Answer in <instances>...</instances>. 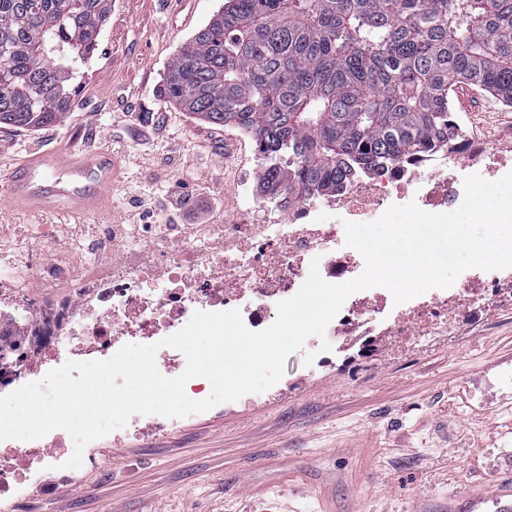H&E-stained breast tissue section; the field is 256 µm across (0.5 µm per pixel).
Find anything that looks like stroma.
I'll use <instances>...</instances> for the list:
<instances>
[{
	"label": "stroma",
	"instance_id": "1",
	"mask_svg": "<svg viewBox=\"0 0 512 512\" xmlns=\"http://www.w3.org/2000/svg\"><path fill=\"white\" fill-rule=\"evenodd\" d=\"M224 0H112L98 49L69 112L37 129L0 125V183L35 153L71 146L112 153V202L65 215L0 198V258L48 226L54 244L91 249L104 224L121 223L125 191L151 190L164 173L196 171L219 198L216 223L240 216L261 160L252 138L180 110L164 93L169 64ZM457 116L469 134L498 141L512 165V107L472 93ZM291 354L282 378L157 433L115 430L98 463L55 499L31 497L17 512H241L263 498L274 512H512V391H483L512 367V305H496L455 336L424 338L412 352L330 368ZM294 475L278 483L281 469Z\"/></svg>",
	"mask_w": 512,
	"mask_h": 512
}]
</instances>
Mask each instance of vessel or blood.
<instances>
[{
    "mask_svg": "<svg viewBox=\"0 0 512 512\" xmlns=\"http://www.w3.org/2000/svg\"><path fill=\"white\" fill-rule=\"evenodd\" d=\"M113 181L111 154L92 151L78 157L62 149L34 155L13 172L4 191L28 208L63 201L72 211L86 212L110 196Z\"/></svg>",
    "mask_w": 512,
    "mask_h": 512,
    "instance_id": "b4317fda",
    "label": "vessel or blood"
}]
</instances>
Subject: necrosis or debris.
Instances as JSON below:
<instances>
[{
	"mask_svg": "<svg viewBox=\"0 0 512 512\" xmlns=\"http://www.w3.org/2000/svg\"><path fill=\"white\" fill-rule=\"evenodd\" d=\"M492 144L468 136L456 152H435L350 178L339 192L317 201L265 203L242 223L133 224L115 239L117 256L87 259L64 247L49 262L22 261L19 276L52 289L47 304L12 301L0 294L9 326L0 335V396L20 386L22 374L52 364L64 349L75 361L110 358L128 343L152 344L171 335L197 311H239L253 331L273 324L280 301L293 296L319 258L322 277L344 283L360 276L364 260L345 243V222L380 217L390 206L415 203L429 213L458 208L464 168L487 180L502 178L492 164ZM340 223L323 220L325 211ZM512 302V268L463 276L425 298L395 303L386 288L351 294L326 328L330 351L310 338L315 364L329 366L336 354L380 355L384 343L411 350L427 336H443L480 310ZM0 455V501L18 503L30 487L45 497L61 493L74 477L64 463L73 441L55 430L31 441L15 440ZM58 466L53 481L47 467Z\"/></svg>",
	"mask_w": 512,
	"mask_h": 512,
	"instance_id": "1",
	"label": "necrosis or debris"
}]
</instances>
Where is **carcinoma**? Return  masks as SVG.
I'll use <instances>...</instances> for the list:
<instances>
[{
	"label": "carcinoma",
	"instance_id": "obj_1",
	"mask_svg": "<svg viewBox=\"0 0 512 512\" xmlns=\"http://www.w3.org/2000/svg\"><path fill=\"white\" fill-rule=\"evenodd\" d=\"M112 0H0V124L60 120ZM512 107V0H226L177 50L166 97L251 135L257 192H336L350 175L453 150L452 90Z\"/></svg>",
	"mask_w": 512,
	"mask_h": 512
}]
</instances>
